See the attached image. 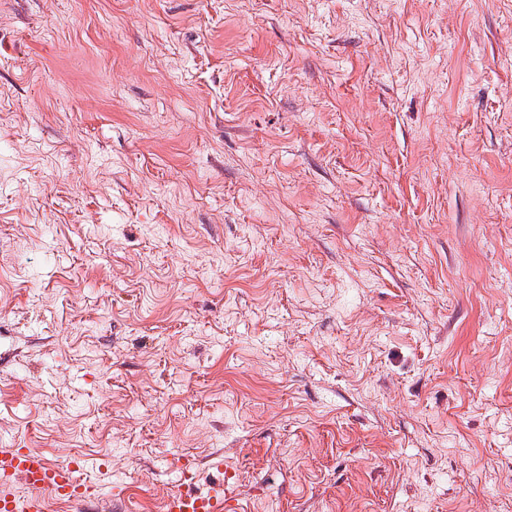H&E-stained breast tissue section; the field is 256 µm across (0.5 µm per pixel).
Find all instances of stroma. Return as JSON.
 <instances>
[{
  "label": "stroma",
  "instance_id": "1",
  "mask_svg": "<svg viewBox=\"0 0 512 512\" xmlns=\"http://www.w3.org/2000/svg\"><path fill=\"white\" fill-rule=\"evenodd\" d=\"M0 443L512 512V0H0Z\"/></svg>",
  "mask_w": 512,
  "mask_h": 512
}]
</instances>
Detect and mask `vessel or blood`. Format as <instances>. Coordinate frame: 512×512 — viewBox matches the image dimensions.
Listing matches in <instances>:
<instances>
[{"mask_svg": "<svg viewBox=\"0 0 512 512\" xmlns=\"http://www.w3.org/2000/svg\"><path fill=\"white\" fill-rule=\"evenodd\" d=\"M82 464L77 460H54L33 448L0 445V512H49L56 500L85 512L97 491L81 479ZM25 487V494L14 491ZM229 493L216 490L207 494L175 487L165 498L163 512H224Z\"/></svg>", "mask_w": 512, "mask_h": 512, "instance_id": "vessel-or-blood-1", "label": "vessel or blood"}]
</instances>
